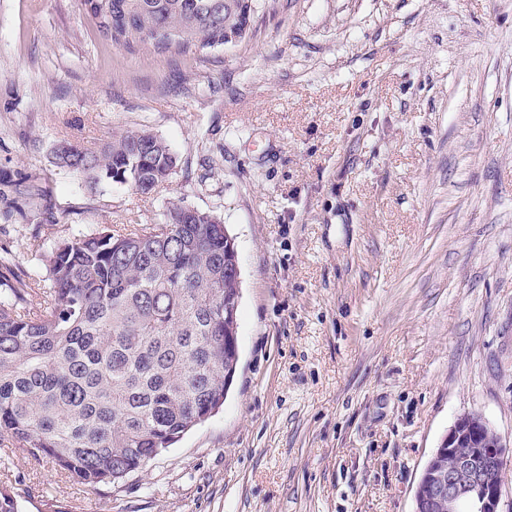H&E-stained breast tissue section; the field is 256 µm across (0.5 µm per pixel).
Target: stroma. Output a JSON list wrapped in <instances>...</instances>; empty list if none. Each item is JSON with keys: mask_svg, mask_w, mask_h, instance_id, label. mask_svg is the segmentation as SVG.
<instances>
[{"mask_svg": "<svg viewBox=\"0 0 512 512\" xmlns=\"http://www.w3.org/2000/svg\"><path fill=\"white\" fill-rule=\"evenodd\" d=\"M145 128V196L52 163ZM218 213L241 271L222 408L122 486L0 461L24 512H413L455 418L512 442V0H262L198 59L113 47L81 0H0V266L168 202Z\"/></svg>", "mask_w": 512, "mask_h": 512, "instance_id": "obj_1", "label": "stroma"}]
</instances>
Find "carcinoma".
I'll list each match as a JSON object with an SVG mask.
<instances>
[{
  "label": "carcinoma",
  "mask_w": 512,
  "mask_h": 512,
  "mask_svg": "<svg viewBox=\"0 0 512 512\" xmlns=\"http://www.w3.org/2000/svg\"><path fill=\"white\" fill-rule=\"evenodd\" d=\"M99 33L130 52L202 58L243 39L259 0H81ZM57 168L90 190L150 195L178 157L146 130L97 147L61 142ZM29 284L0 290V448L47 459L84 488L120 485L223 404L239 360L237 247L222 217L182 199L124 235H74ZM0 512H22L0 488Z\"/></svg>",
  "instance_id": "1"
}]
</instances>
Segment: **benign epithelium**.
<instances>
[{
    "instance_id": "7a95c632",
    "label": "benign epithelium",
    "mask_w": 512,
    "mask_h": 512,
    "mask_svg": "<svg viewBox=\"0 0 512 512\" xmlns=\"http://www.w3.org/2000/svg\"><path fill=\"white\" fill-rule=\"evenodd\" d=\"M508 454L512 448L485 418L476 413L458 415L415 487L413 512H431L433 504L444 501L448 512H500ZM445 455L454 464L443 466Z\"/></svg>"
}]
</instances>
